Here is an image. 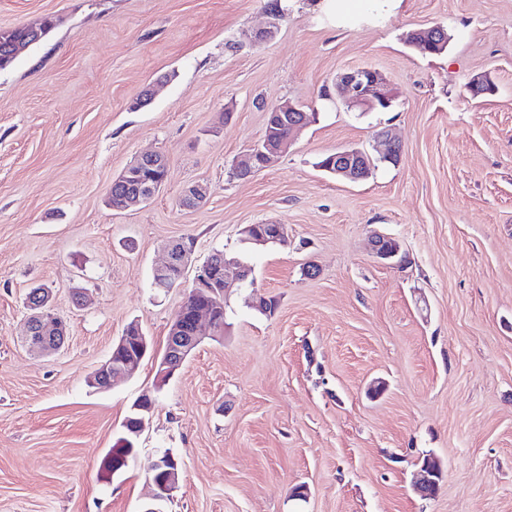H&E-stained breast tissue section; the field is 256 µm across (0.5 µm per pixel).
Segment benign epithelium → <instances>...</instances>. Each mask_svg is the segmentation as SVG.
Listing matches in <instances>:
<instances>
[{"label":"benign epithelium","mask_w":512,"mask_h":512,"mask_svg":"<svg viewBox=\"0 0 512 512\" xmlns=\"http://www.w3.org/2000/svg\"><path fill=\"white\" fill-rule=\"evenodd\" d=\"M266 21L254 32L253 40L258 43L273 40L281 27L282 15L275 9L265 11ZM410 44L436 54L448 47L449 35L442 26H431L411 33ZM336 93L342 96L350 107L366 109H385L391 106L395 98L390 82L377 70L370 67H359L345 70L336 76L334 82ZM271 111L280 115L288 124V134L281 136L275 130L267 131L261 141L250 151L236 160L234 175L247 178L256 171L255 161L267 167L275 158L284 153L294 136L306 125V118L299 115L301 108L290 101L272 106ZM378 142L383 146L379 151V159L400 161L401 156L394 154L400 146L389 135L388 131L377 133ZM372 156L359 148H346L331 153L329 161L319 169L330 175L351 182L367 179L372 173ZM151 165L167 171L166 160L160 153L145 154L128 164L122 171L119 180L134 182L135 189L119 199L107 195L106 204L113 210H126L149 203L163 186L166 177L158 180L139 181L140 171ZM207 189L201 184H193L185 188L181 195L180 205L186 209H195L206 201ZM245 242L256 247L283 242L288 231L283 224H248L241 230ZM394 238L376 234L371 238L370 248L374 257L390 260L400 252V244L390 245ZM167 259L153 270V284L157 288H168L180 281L192 263L193 250L183 242H172L166 247ZM252 274L251 269L235 261H229L221 252H213L205 262L196 268L190 300L185 302L172 318L162 356L156 359V381L162 386L166 384L183 366L188 356L201 343L204 332L202 323L218 328L220 318L218 312L223 307V299L227 290L234 285L246 283ZM27 333L25 342L33 349L51 354L59 350L67 336V324L57 314L52 301L51 290L38 287L34 296L27 299ZM118 348L122 349L121 357L110 359L100 365L88 377V382L99 388L111 389L124 380L140 365L141 361L151 353V346L141 326L134 322L127 326L119 338ZM121 445L125 452L107 454L105 472L115 475L129 464V457L134 455V447L124 440ZM148 480L153 488V499L159 503L170 501L180 490L181 464L169 451H163L147 464ZM442 480L441 467L438 461L430 457L420 466L414 482V490L423 497H431L437 491Z\"/></svg>","instance_id":"7a95c632"}]
</instances>
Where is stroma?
I'll list each match as a JSON object with an SVG mask.
<instances>
[{
	"label": "stroma",
	"instance_id": "1",
	"mask_svg": "<svg viewBox=\"0 0 512 512\" xmlns=\"http://www.w3.org/2000/svg\"><path fill=\"white\" fill-rule=\"evenodd\" d=\"M265 3L0 0V29L57 21L0 71V512H146L145 467L165 450L182 483L164 512H512V0H402L350 19L288 0L258 44ZM434 25L451 36L443 54L407 42ZM356 67L390 81L389 110L322 98ZM478 75L493 92L471 95ZM286 100L307 126L272 166L234 177ZM383 129L398 165L359 182L318 168L339 149L374 152ZM146 152L166 157L165 184L110 210L112 182ZM194 182L208 199L183 209ZM267 222L287 243L242 241ZM375 232L399 239L403 265L371 254ZM171 240L195 264L220 249L253 273L227 295L224 330L160 387L154 358L194 278L153 287ZM40 284L68 325L52 355L24 343ZM133 321L153 357L117 388L88 387ZM145 393L137 457L104 479ZM429 454L443 480L424 499L412 480ZM265 16L266 21L264 25L257 29L253 35V40L258 43L273 40L279 32L283 20L282 15L275 9H266Z\"/></svg>",
	"mask_w": 512,
	"mask_h": 512
}]
</instances>
